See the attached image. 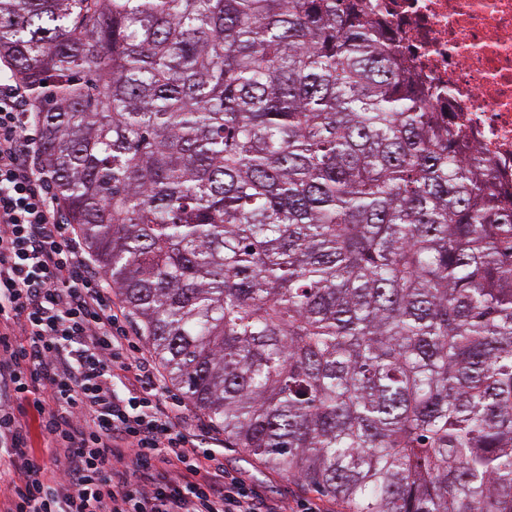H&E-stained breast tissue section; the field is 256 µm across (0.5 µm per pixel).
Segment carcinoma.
Masks as SVG:
<instances>
[{"instance_id":"obj_1","label":"carcinoma","mask_w":512,"mask_h":512,"mask_svg":"<svg viewBox=\"0 0 512 512\" xmlns=\"http://www.w3.org/2000/svg\"><path fill=\"white\" fill-rule=\"evenodd\" d=\"M0 59L225 442L341 512H512V207L360 0H0Z\"/></svg>"}]
</instances>
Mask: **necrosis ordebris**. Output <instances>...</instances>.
Returning a JSON list of instances; mask_svg holds the SVG:
<instances>
[{"label":"necrosis or debris","mask_w":512,"mask_h":512,"mask_svg":"<svg viewBox=\"0 0 512 512\" xmlns=\"http://www.w3.org/2000/svg\"><path fill=\"white\" fill-rule=\"evenodd\" d=\"M512 196V0H365Z\"/></svg>","instance_id":"4bbe7bcc"}]
</instances>
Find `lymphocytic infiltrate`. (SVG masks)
Returning a JSON list of instances; mask_svg holds the SVG:
<instances>
[{"instance_id":"f902f5d3","label":"lymphocytic infiltrate","mask_w":512,"mask_h":512,"mask_svg":"<svg viewBox=\"0 0 512 512\" xmlns=\"http://www.w3.org/2000/svg\"><path fill=\"white\" fill-rule=\"evenodd\" d=\"M29 106L0 62V512H322L227 478L187 424L60 220Z\"/></svg>"}]
</instances>
